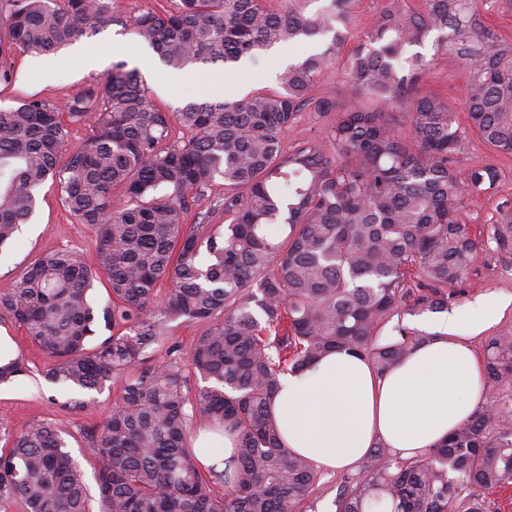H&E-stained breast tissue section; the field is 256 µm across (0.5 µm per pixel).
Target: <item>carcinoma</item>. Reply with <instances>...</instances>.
I'll return each instance as SVG.
<instances>
[{"mask_svg":"<svg viewBox=\"0 0 512 512\" xmlns=\"http://www.w3.org/2000/svg\"><path fill=\"white\" fill-rule=\"evenodd\" d=\"M357 0H177L132 20L140 41L174 70L243 61L283 45L313 53L278 71V89L196 97L175 112L152 104L140 70L112 64L103 93L66 113L35 96L0 108V250L32 219L51 179L67 210L96 236L93 260L42 255L0 296V320L25 328L50 358L45 377L77 393L116 385L119 403L89 434L98 512H309L318 472L280 439L270 408L279 380L330 351L384 375L428 333L404 315L445 313L467 292L480 252L512 258V212L490 233L463 217L491 193L492 163L462 174L466 133L512 154V41L480 0H379L355 34ZM112 0H0V81L20 51H58L112 26ZM431 45L434 54L425 53ZM467 78L457 109L421 83L437 53ZM342 66L348 106L318 93ZM335 114L332 145L283 141L300 113ZM93 121L67 149V125ZM224 185V223L187 224L190 201ZM106 279L112 304L91 300ZM214 320L188 350L174 324ZM112 334L88 346L99 326ZM167 346L163 360L150 355ZM484 406L439 447L410 458L377 442L341 476L335 512H494L512 486V334L483 356ZM0 364V382L26 372ZM199 382L190 393V376ZM200 417L231 435L228 467L203 472L190 444ZM0 503L26 512H89L87 487L58 424L0 423ZM217 485L223 492L214 491Z\"/></svg>","mask_w":512,"mask_h":512,"instance_id":"obj_1","label":"carcinoma"}]
</instances>
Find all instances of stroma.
<instances>
[{"mask_svg":"<svg viewBox=\"0 0 512 512\" xmlns=\"http://www.w3.org/2000/svg\"><path fill=\"white\" fill-rule=\"evenodd\" d=\"M79 61L68 70L44 78L36 77L33 57L15 53L12 68L15 79L12 83H0V107L17 105L19 99L34 94L56 104L65 106L78 92L102 89L106 75L117 60L128 61L143 73L155 105L165 110H175L183 101L193 98L203 82L215 74L211 65L187 71L178 86L164 84L160 76L164 72L156 55L143 45L132 32L113 27L96 36L79 41ZM310 46L276 49L258 63L250 65L232 79L233 85L242 92L274 89L275 69L288 59L310 53ZM425 85L447 95L452 104H460L465 97V78L457 62L450 56H436L433 71ZM495 164L499 179L493 194L475 198L467 203L464 211L471 224L489 227L496 222L503 206L512 207V154L492 156L476 137L469 136L462 151L456 157L455 166L460 171ZM58 249H68L81 256H92L95 249V234L79 223L63 206L55 184L45 183L41 190L37 213L32 223L23 225L15 243L0 250V293L10 292L21 270L42 256ZM472 287L466 295L474 300L487 291L512 294V260L494 251L483 252L469 274ZM0 336L12 343V357L22 358L29 370L13 382L0 384V421L13 426L32 422L63 423L71 434L70 451L77 460L90 495H97L96 460L86 434L109 416L119 400V391L109 388L103 392L88 393L90 405L87 409L69 410L65 403L72 398V391L49 383L44 378L48 357L26 336L22 327L11 321L0 322Z\"/></svg>","mask_w":512,"mask_h":512,"instance_id":"obj_1","label":"stroma"}]
</instances>
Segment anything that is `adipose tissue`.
Wrapping results in <instances>:
<instances>
[{"mask_svg":"<svg viewBox=\"0 0 512 512\" xmlns=\"http://www.w3.org/2000/svg\"><path fill=\"white\" fill-rule=\"evenodd\" d=\"M510 307L512 295L487 292L419 320L429 340L382 376L348 352L288 374L273 407L282 441L330 470L355 469L379 440L402 458L439 446L484 405L487 390L471 343Z\"/></svg>","mask_w":512,"mask_h":512,"instance_id":"adipose-tissue-1","label":"adipose tissue"}]
</instances>
